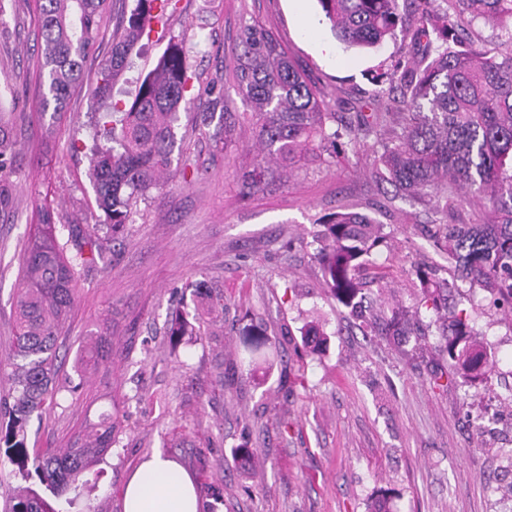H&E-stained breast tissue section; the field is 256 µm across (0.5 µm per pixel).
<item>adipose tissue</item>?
<instances>
[{"mask_svg":"<svg viewBox=\"0 0 512 512\" xmlns=\"http://www.w3.org/2000/svg\"><path fill=\"white\" fill-rule=\"evenodd\" d=\"M123 512H199L194 480L175 460L153 455L128 480Z\"/></svg>","mask_w":512,"mask_h":512,"instance_id":"obj_1","label":"adipose tissue"}]
</instances>
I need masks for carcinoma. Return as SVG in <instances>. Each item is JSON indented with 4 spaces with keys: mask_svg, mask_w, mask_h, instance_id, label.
I'll return each instance as SVG.
<instances>
[{
    "mask_svg": "<svg viewBox=\"0 0 512 512\" xmlns=\"http://www.w3.org/2000/svg\"><path fill=\"white\" fill-rule=\"evenodd\" d=\"M319 0L324 17L339 41L348 46L376 47L409 23L414 57L386 73L385 86L366 102L368 112L347 117L329 111L326 95L294 63L270 31L246 22L229 50L224 86L239 95L246 108L257 154L242 172L239 193L249 197L299 169L301 162L330 166L367 145L373 153L372 174L437 216L432 247L442 262L422 261L410 273L419 282L413 320L398 313L385 321L391 336H420L436 329L437 365L431 379L448 380L449 363L474 383L491 377L494 362L471 325L466 309L448 314V297L458 282L469 284L512 308V26L497 35L498 49L489 56L464 39L465 23L495 16L512 20V0ZM107 0H42L41 54L35 68L41 98L42 142L55 131L71 88L93 85L91 133L82 148L90 155L89 175L95 204L112 235L131 222L137 200L158 185L171 167L176 148L174 124L181 104L193 95L183 46L173 44L156 67L139 82L130 107L115 98L116 80L154 18L170 0H135L129 17L112 33L111 54L94 75L85 60L100 35ZM15 139L0 120V209L9 204L6 164ZM482 200L479 219L448 224L471 197ZM391 233L368 214L342 205L317 224L310 245L321 285L337 302L356 306L363 287L362 270L373 256L390 248ZM102 245L96 231L78 224H58L43 207L20 259L15 299L17 333L6 361L18 369L14 385L0 394V447L23 476L34 469L51 494L32 489L17 492L7 512H71L82 494L81 477L116 444L112 414L101 416L88 433L78 434L70 448L29 450L24 430L33 414L55 403L57 341L73 302L80 270L97 261ZM444 271L446 278H438ZM170 343L197 335L189 313L177 309L167 320ZM305 342L318 351L327 338L318 326L304 329ZM246 347L250 372L265 348L279 341L263 330ZM8 421L3 422L1 418Z\"/></svg>",
    "mask_w": 512,
    "mask_h": 512,
    "instance_id": "cac0c4a2",
    "label": "carcinoma"
}]
</instances>
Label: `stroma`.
<instances>
[{"instance_id":"obj_1","label":"stroma","mask_w":512,"mask_h":512,"mask_svg":"<svg viewBox=\"0 0 512 512\" xmlns=\"http://www.w3.org/2000/svg\"><path fill=\"white\" fill-rule=\"evenodd\" d=\"M39 0H0V113L19 141L9 164L12 203L0 211V355L16 334L18 262L40 207L60 224L85 228L103 214L86 173L89 158L72 144L89 135V86L76 85L49 148L38 145L39 104L23 89L41 42ZM276 33L326 93L353 113L378 89L379 75L410 51L407 28L381 47L338 42L318 0H171L161 30L143 36L116 85L132 102L139 79L166 48L183 43L198 88L224 72L243 11ZM334 45L335 60L318 50ZM203 95L180 112L177 148L161 184L139 200L122 237L102 232L104 260L78 276L57 342L55 405L27 426L28 448H66L71 436L111 413L118 442L98 463L99 477L77 512H123L126 481L139 463L162 454L196 481L200 512H367L387 500L391 512H505L506 459L483 444L512 448V313L482 291L450 305L476 306L475 328L495 353L491 381L430 382L431 351L398 343L381 325L366 327L321 286L311 231L342 204L357 205L394 227L392 253H379L364 280L368 301L411 308L418 284L412 261L432 256L422 229L430 216L369 174L371 151L347 153L332 167L315 163L258 195H238L237 175L255 149L247 125L224 149V113L243 111L233 90ZM196 171L184 174L185 163ZM220 296L210 307L196 287ZM196 315L200 333L171 347L172 308ZM288 326L271 371L240 374L241 334L251 321ZM317 322L329 338L322 355L302 346L300 328ZM294 426L280 434L278 416ZM253 456L225 470L242 434Z\"/></svg>"}]
</instances>
